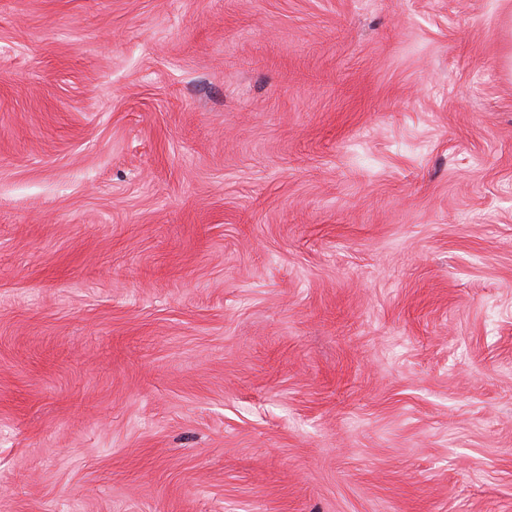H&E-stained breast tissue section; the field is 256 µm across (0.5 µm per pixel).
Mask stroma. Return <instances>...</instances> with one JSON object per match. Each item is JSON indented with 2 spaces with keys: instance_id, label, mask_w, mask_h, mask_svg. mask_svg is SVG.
<instances>
[{
  "instance_id": "1",
  "label": "stroma",
  "mask_w": 512,
  "mask_h": 512,
  "mask_svg": "<svg viewBox=\"0 0 512 512\" xmlns=\"http://www.w3.org/2000/svg\"><path fill=\"white\" fill-rule=\"evenodd\" d=\"M512 0H0V512H512Z\"/></svg>"
}]
</instances>
